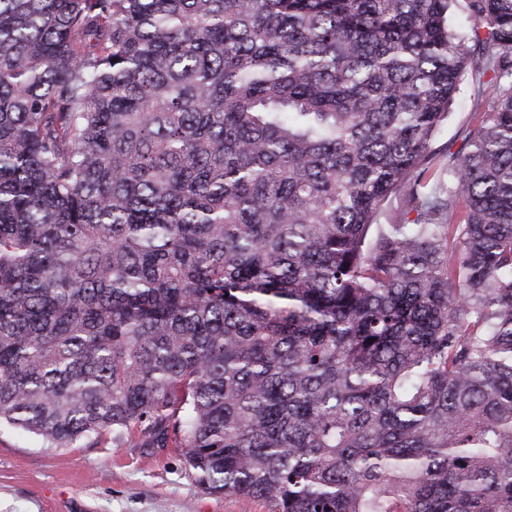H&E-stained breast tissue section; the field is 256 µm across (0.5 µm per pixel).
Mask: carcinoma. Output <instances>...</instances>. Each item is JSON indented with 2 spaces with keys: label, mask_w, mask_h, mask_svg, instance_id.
Masks as SVG:
<instances>
[{
  "label": "carcinoma",
  "mask_w": 512,
  "mask_h": 512,
  "mask_svg": "<svg viewBox=\"0 0 512 512\" xmlns=\"http://www.w3.org/2000/svg\"><path fill=\"white\" fill-rule=\"evenodd\" d=\"M450 2L0 0V425L269 512H512V0ZM492 106V99L480 97L477 101L473 89L468 83L464 85L450 107L448 120L442 124L433 139L432 150L436 157L434 162L442 163V156L448 154V149L452 152L458 151L463 145L467 128L474 125L473 114L491 112Z\"/></svg>",
  "instance_id": "1"
}]
</instances>
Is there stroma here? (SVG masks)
Masks as SVG:
<instances>
[{
	"instance_id": "1",
	"label": "stroma",
	"mask_w": 512,
	"mask_h": 512,
	"mask_svg": "<svg viewBox=\"0 0 512 512\" xmlns=\"http://www.w3.org/2000/svg\"><path fill=\"white\" fill-rule=\"evenodd\" d=\"M492 101L463 86L437 131L435 157L458 151L474 113ZM0 512H268L264 502L210 495L179 449L148 448L139 437L111 435L49 448L21 429L0 426Z\"/></svg>"
}]
</instances>
